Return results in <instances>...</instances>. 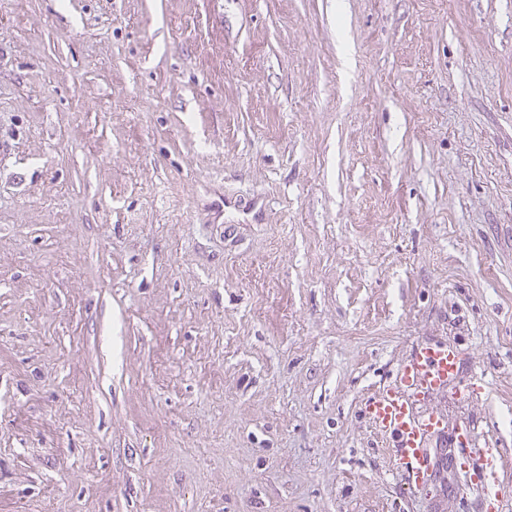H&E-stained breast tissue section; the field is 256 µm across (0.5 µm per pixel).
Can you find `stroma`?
I'll return each mask as SVG.
<instances>
[{"label":"stroma","mask_w":512,"mask_h":512,"mask_svg":"<svg viewBox=\"0 0 512 512\" xmlns=\"http://www.w3.org/2000/svg\"><path fill=\"white\" fill-rule=\"evenodd\" d=\"M0 143V512H482L434 341L512 491V0H0ZM460 350L451 344H424L412 350L400 364L398 385L368 399L366 416L372 429L392 442L393 462L414 491L430 481L433 462L428 450L431 437L442 434L437 414L422 416L416 411L410 392L423 393L448 385L459 377Z\"/></svg>","instance_id":"obj_1"}]
</instances>
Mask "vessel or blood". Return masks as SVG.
Here are the masks:
<instances>
[{
    "label": "vessel or blood",
    "mask_w": 512,
    "mask_h": 512,
    "mask_svg": "<svg viewBox=\"0 0 512 512\" xmlns=\"http://www.w3.org/2000/svg\"><path fill=\"white\" fill-rule=\"evenodd\" d=\"M460 351L451 344H424L412 350L400 364L395 387L378 392L368 399L366 416L372 429L388 437L393 446V462L401 470L410 489L422 490L430 481L433 462L428 450L431 437L442 434L443 426L437 414L420 415L410 398L447 385L458 379ZM470 432L458 434L454 443L461 456L472 464L469 482L489 490L494 512H504L505 499L501 490L490 489V470L499 458L497 449L470 447Z\"/></svg>",
    "instance_id": "1"
}]
</instances>
